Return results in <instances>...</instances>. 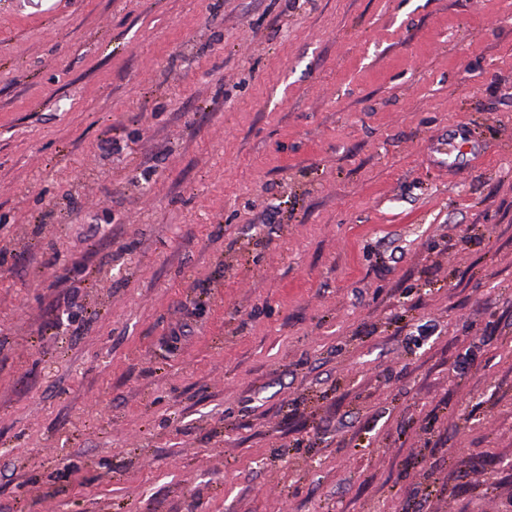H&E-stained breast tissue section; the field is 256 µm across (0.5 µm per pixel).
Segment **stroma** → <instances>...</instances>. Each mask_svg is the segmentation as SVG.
<instances>
[{
  "label": "stroma",
  "mask_w": 512,
  "mask_h": 512,
  "mask_svg": "<svg viewBox=\"0 0 512 512\" xmlns=\"http://www.w3.org/2000/svg\"><path fill=\"white\" fill-rule=\"evenodd\" d=\"M0 512H512V0H0ZM479 143L470 129L454 130L453 137L448 141V168L454 167L456 161L464 155L475 151Z\"/></svg>",
  "instance_id": "stroma-1"
}]
</instances>
